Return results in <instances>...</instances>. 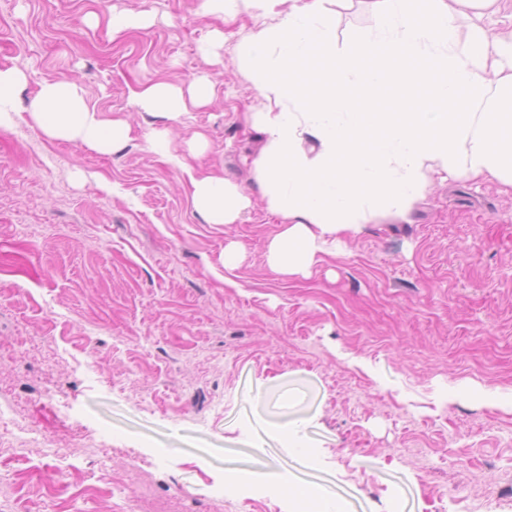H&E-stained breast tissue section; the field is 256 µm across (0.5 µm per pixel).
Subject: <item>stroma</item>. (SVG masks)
Segmentation results:
<instances>
[{"label": "stroma", "mask_w": 512, "mask_h": 512, "mask_svg": "<svg viewBox=\"0 0 512 512\" xmlns=\"http://www.w3.org/2000/svg\"><path fill=\"white\" fill-rule=\"evenodd\" d=\"M115 9L154 22L116 37ZM329 10L341 48L375 25L366 0ZM264 23L202 0H0V68L27 75L0 126V512H296L310 484L346 512H512V192L431 176L309 277L272 272L264 137L242 121L264 102L238 55ZM202 76L211 103L178 121L135 102ZM46 81L128 120L123 149L30 125ZM166 124L206 135L189 170L251 193L240 223H205L187 170L147 149Z\"/></svg>", "instance_id": "35a3bbf8"}]
</instances>
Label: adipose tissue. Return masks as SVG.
Returning a JSON list of instances; mask_svg holds the SVG:
<instances>
[{
  "mask_svg": "<svg viewBox=\"0 0 512 512\" xmlns=\"http://www.w3.org/2000/svg\"><path fill=\"white\" fill-rule=\"evenodd\" d=\"M203 0L206 12L265 17L239 47L266 102L247 121L265 137L252 161L265 210L281 223L267 248L274 273L308 276L341 236L377 215L405 216L429 171L490 179L512 189V34L486 19L504 0H370L376 25L336 47L327 0ZM141 110L177 120L213 99L200 77L135 95ZM48 138L110 154L127 142L125 120L87 107L71 82L42 84L28 114ZM206 223L236 224L252 205L218 173L189 175Z\"/></svg>",
  "mask_w": 512,
  "mask_h": 512,
  "instance_id": "ef3b65f1",
  "label": "adipose tissue"
}]
</instances>
